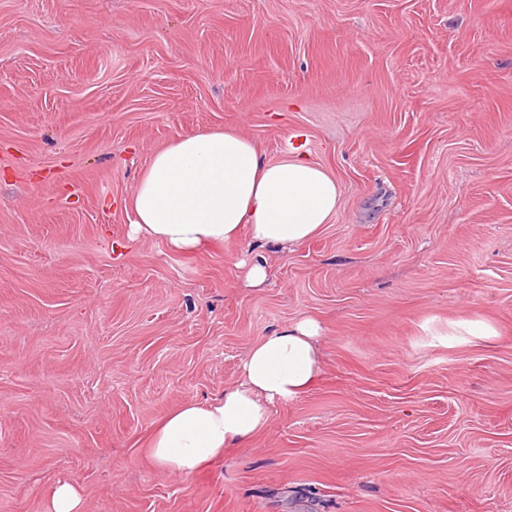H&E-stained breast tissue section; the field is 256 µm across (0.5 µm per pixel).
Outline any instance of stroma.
<instances>
[{
    "label": "stroma",
    "mask_w": 512,
    "mask_h": 512,
    "mask_svg": "<svg viewBox=\"0 0 512 512\" xmlns=\"http://www.w3.org/2000/svg\"><path fill=\"white\" fill-rule=\"evenodd\" d=\"M229 128L330 170V224L129 240L148 157ZM306 316L308 391L191 477L152 464ZM59 480L85 512H512V0H0V512Z\"/></svg>",
    "instance_id": "1"
}]
</instances>
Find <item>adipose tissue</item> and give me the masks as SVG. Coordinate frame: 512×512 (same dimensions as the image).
<instances>
[{"label":"adipose tissue","mask_w":512,"mask_h":512,"mask_svg":"<svg viewBox=\"0 0 512 512\" xmlns=\"http://www.w3.org/2000/svg\"><path fill=\"white\" fill-rule=\"evenodd\" d=\"M342 205V188L322 165L291 149L263 159L250 137L207 130L155 151L123 206L134 238L181 253L216 246L289 250L318 234ZM318 322L305 317L251 346L241 381L206 402H187L167 415L149 443L161 470L192 476L225 449L247 444L270 408L306 391L320 371Z\"/></svg>","instance_id":"obj_1"}]
</instances>
